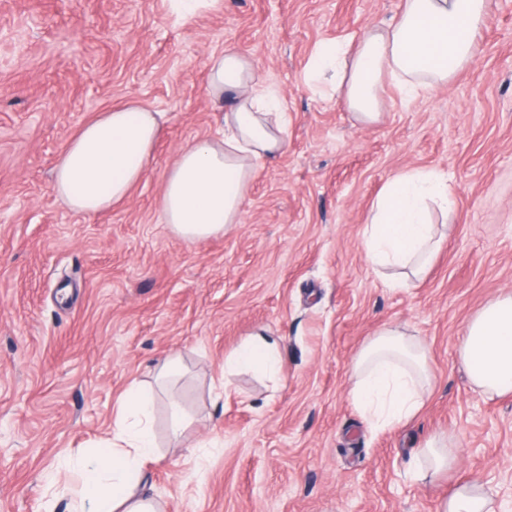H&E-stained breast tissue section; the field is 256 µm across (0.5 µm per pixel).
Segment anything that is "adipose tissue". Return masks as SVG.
<instances>
[{"label":"adipose tissue","instance_id":"obj_1","mask_svg":"<svg viewBox=\"0 0 512 512\" xmlns=\"http://www.w3.org/2000/svg\"><path fill=\"white\" fill-rule=\"evenodd\" d=\"M488 17L487 0H403L389 23L368 29L356 42L334 41L313 52L307 82L329 78L338 99L366 124L380 117L379 88L396 80L406 93L447 85L473 60L475 39ZM207 90L221 106V136L182 148L163 179L159 209L185 240L222 234L241 223L257 161L286 144L288 107L256 79L246 54L226 49L206 62ZM164 116L130 101L98 113L69 139L54 167V192L75 212L97 214L124 202L148 171ZM451 209L445 178L411 169L396 175L378 196L361 240L369 264L405 286L419 278L445 236L429 220L425 200ZM458 356L476 389L489 397L512 394V291L485 303L463 326ZM224 369L275 376L281 358L274 340L256 333L231 352ZM354 400L376 422L399 424L424 406L433 367L424 345L397 327L380 329L356 356ZM153 388L133 382L121 396L112 439L89 454L65 458L78 474L68 512H162L141 488L157 461ZM438 512H496L482 485L450 489Z\"/></svg>","mask_w":512,"mask_h":512}]
</instances>
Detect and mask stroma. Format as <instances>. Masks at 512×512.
<instances>
[{"mask_svg":"<svg viewBox=\"0 0 512 512\" xmlns=\"http://www.w3.org/2000/svg\"><path fill=\"white\" fill-rule=\"evenodd\" d=\"M223 2L184 18L171 0H0V512H64L44 474L111 439L120 396L175 352L189 374L156 393L147 472L166 512H437L470 482L512 512V395L476 391L457 356L463 325L512 290V0H490L450 85L384 82L372 124L305 72L319 44L358 40L402 0ZM227 47L285 98L287 146L258 166L242 224L187 241L158 201L180 150L217 130L206 60ZM131 99L164 115L145 179L108 212L71 211L52 189L60 152ZM410 169L446 175L455 204L432 214L448 239L431 267L396 288L361 239ZM386 326L420 338L434 374L416 417L380 427L352 399L351 364ZM260 330L280 376L239 372L214 398L225 358ZM434 436L456 463L417 480L411 453Z\"/></svg>","mask_w":512,"mask_h":512,"instance_id":"1","label":"stroma"}]
</instances>
